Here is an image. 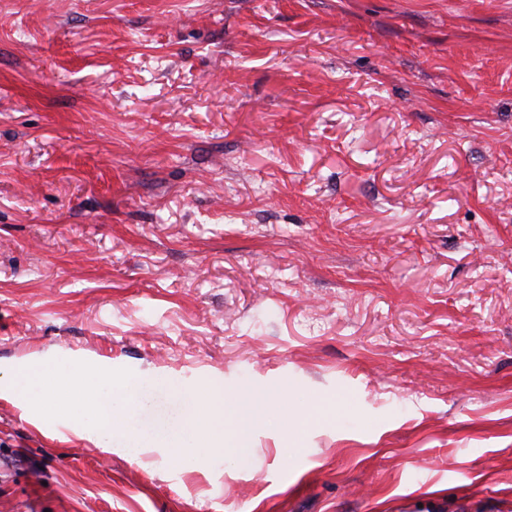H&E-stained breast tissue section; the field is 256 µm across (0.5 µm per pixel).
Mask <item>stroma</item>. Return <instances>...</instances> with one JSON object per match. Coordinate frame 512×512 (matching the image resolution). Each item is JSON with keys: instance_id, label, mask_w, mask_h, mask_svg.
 <instances>
[{"instance_id": "obj_1", "label": "stroma", "mask_w": 512, "mask_h": 512, "mask_svg": "<svg viewBox=\"0 0 512 512\" xmlns=\"http://www.w3.org/2000/svg\"><path fill=\"white\" fill-rule=\"evenodd\" d=\"M69 355L364 422L182 466L0 393V512H512V0H0V381Z\"/></svg>"}]
</instances>
